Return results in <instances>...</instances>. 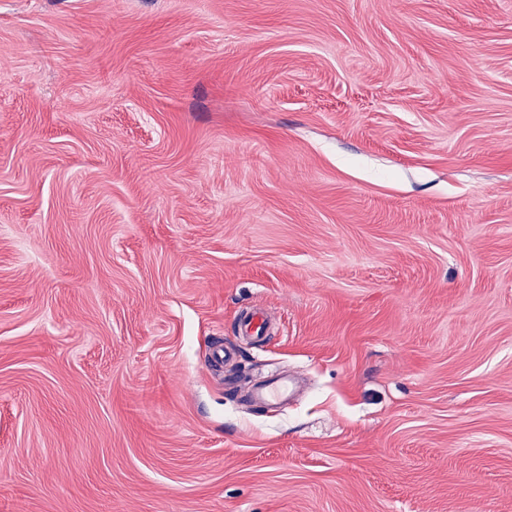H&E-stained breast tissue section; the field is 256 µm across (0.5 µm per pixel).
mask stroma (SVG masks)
<instances>
[{"mask_svg": "<svg viewBox=\"0 0 512 512\" xmlns=\"http://www.w3.org/2000/svg\"><path fill=\"white\" fill-rule=\"evenodd\" d=\"M0 512H512V0H0ZM269 318L262 308L247 310L242 323V332L256 340H261L267 333ZM293 391V381L290 377L278 372H271L265 382L254 392L256 403L273 407L286 401Z\"/></svg>", "mask_w": 512, "mask_h": 512, "instance_id": "stroma-1", "label": "stroma"}]
</instances>
